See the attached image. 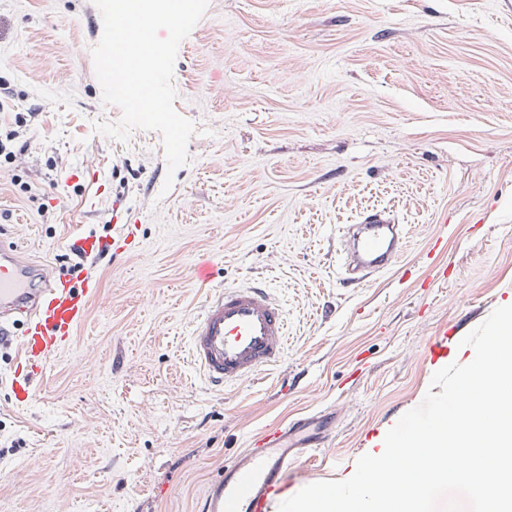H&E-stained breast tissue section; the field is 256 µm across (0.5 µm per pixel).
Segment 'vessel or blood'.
<instances>
[{"mask_svg": "<svg viewBox=\"0 0 512 512\" xmlns=\"http://www.w3.org/2000/svg\"><path fill=\"white\" fill-rule=\"evenodd\" d=\"M133 235L128 226L111 244L83 235L74 246L87 256H118ZM338 240V258L355 285L387 270L406 246L402 225L381 211L342 226ZM96 291L89 278L61 277L20 261L16 245L0 241V346L20 352L11 378L18 400L32 395L43 366L71 339ZM287 345L285 311L263 283L212 290L191 323L190 362L218 390L257 381L280 362ZM325 431L319 417L266 429L211 482L201 512H278L298 459L321 448Z\"/></svg>", "mask_w": 512, "mask_h": 512, "instance_id": "obj_1", "label": "vessel or blood"}]
</instances>
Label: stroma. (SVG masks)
<instances>
[{
    "label": "stroma",
    "mask_w": 512,
    "mask_h": 512,
    "mask_svg": "<svg viewBox=\"0 0 512 512\" xmlns=\"http://www.w3.org/2000/svg\"><path fill=\"white\" fill-rule=\"evenodd\" d=\"M93 0H0V234L71 272L68 242L136 237L84 261V321L25 406L0 385V512H197L262 430L332 412L288 487L333 472L421 403L438 332L512 304V0H208L177 54L186 162L162 136L98 131ZM403 224L399 264L344 286L339 226ZM447 234L441 249L432 239ZM213 269L210 281L196 275ZM267 280L288 348L261 384L217 391L189 327L208 289Z\"/></svg>",
    "instance_id": "1"
}]
</instances>
